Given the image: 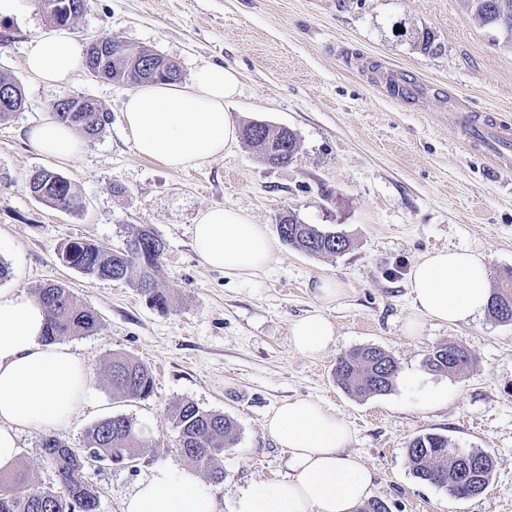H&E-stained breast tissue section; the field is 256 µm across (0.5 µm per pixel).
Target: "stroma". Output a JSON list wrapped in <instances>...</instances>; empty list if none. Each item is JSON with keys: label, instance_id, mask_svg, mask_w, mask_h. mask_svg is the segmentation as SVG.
<instances>
[{"label": "stroma", "instance_id": "obj_1", "mask_svg": "<svg viewBox=\"0 0 512 512\" xmlns=\"http://www.w3.org/2000/svg\"><path fill=\"white\" fill-rule=\"evenodd\" d=\"M425 29L435 35L436 53L416 45ZM59 33L84 46L110 35L133 50L153 49L178 63L185 82L205 62L235 68L240 93L226 112L240 127L263 121L292 130L295 158L271 167L241 140L183 171L139 157L122 117L129 85L84 69L48 84L26 71L35 43ZM0 74L24 96L23 108L0 120V262L10 269L0 289L31 295L60 283L102 321L92 335L65 340L89 362L93 379L73 421L54 435L79 448L96 422L125 414L145 442L135 462L87 471L100 512H122L153 466L185 467L169 411L178 400L236 424L224 480L209 486L228 512L239 491L288 476V452L263 424L274 407L296 398L345 418L347 449L373 469L371 496L391 512H512V323L484 313L457 325L428 320L414 336L405 331L415 314L409 272L423 255L480 254L494 286L512 270V167L468 147L458 123L466 109L512 125L511 37L483 26L465 0H88L65 28L35 0L24 18L0 20ZM392 74L424 85L425 94L395 99L385 82ZM68 95L92 99L112 120L84 138L76 158L59 163L39 154L26 131ZM42 168L67 178L84 208L65 213L36 200L28 181ZM216 205L271 231L289 210L304 223L345 231L351 246L320 257L281 243L264 272L231 277L206 267L191 246L199 212ZM143 227L165 245L159 283L171 296L166 310L152 307L133 283L88 278L59 256L73 241L123 247ZM321 276L345 290L323 309L314 298ZM317 309L335 325L336 341L310 357L292 347L289 328ZM448 341L471 353L465 373L425 366L427 354ZM363 346L394 356L398 374L387 394L355 398L337 384V358ZM115 352L152 369L150 397L113 396L103 368ZM437 389L447 390V401L427 407ZM428 432L492 459L481 494L458 499L413 476L408 442ZM40 441L20 432L18 465L52 486Z\"/></svg>", "mask_w": 512, "mask_h": 512}]
</instances>
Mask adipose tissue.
Listing matches in <instances>:
<instances>
[{
    "label": "adipose tissue",
    "mask_w": 512,
    "mask_h": 512,
    "mask_svg": "<svg viewBox=\"0 0 512 512\" xmlns=\"http://www.w3.org/2000/svg\"><path fill=\"white\" fill-rule=\"evenodd\" d=\"M84 64L82 47L65 36L36 42L25 58L35 78L64 81ZM235 69L205 63L188 83H149L129 94L123 121L137 154L171 170L196 167L236 142L238 128L224 105L239 92ZM27 136L39 153L59 161L74 157L82 141L74 128L54 117L30 126ZM201 261L235 277L252 276L270 264L276 245L264 225L235 209L209 207L192 229ZM419 317L464 323L482 314L490 299V273L483 257L466 250H439L417 261L409 275ZM336 280L320 278V310L292 323L293 348L322 354L336 340L321 309L338 301ZM46 312L36 297L0 292V473L16 469L18 433H41L68 425L91 384L86 359L70 347L46 340ZM266 433L288 452L290 475L240 491L230 512H356L371 493L369 467L347 445V423L322 403L297 398L279 404L266 418ZM123 512H219L215 497L187 468L158 466L126 499Z\"/></svg>",
    "instance_id": "1"
}]
</instances>
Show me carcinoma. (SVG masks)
Wrapping results in <instances>:
<instances>
[{
  "label": "carcinoma",
  "instance_id": "cac0c4a2",
  "mask_svg": "<svg viewBox=\"0 0 512 512\" xmlns=\"http://www.w3.org/2000/svg\"><path fill=\"white\" fill-rule=\"evenodd\" d=\"M466 3L483 25L512 35V0H466ZM56 117L92 137L99 135L109 121V113L99 105L93 112H75L70 117L58 112ZM242 136L259 157L272 151L279 167L288 165L297 150V138L291 131L286 133L271 126L260 129L252 123L243 128ZM38 186L42 201L58 210L67 201L79 199L70 181L50 170H42ZM277 230L284 243L312 256L339 255L351 246L343 233L305 224L292 212L288 213V223L277 225ZM164 249L163 241L152 230L142 228L121 249L87 241L71 242L68 261L91 278H134L135 287L149 303L164 310L168 307V295L157 283ZM35 296L47 310L46 336L50 340L86 336L100 328L98 314L78 303L70 290L60 284L47 283L36 289ZM488 313L497 322L512 323L511 270L505 273L501 286L493 290ZM425 363L436 372L459 374L470 368L472 357L461 346L445 343L436 347ZM397 372L394 357L379 347L356 349L338 359L335 368L338 385L358 397L386 394ZM106 378L112 393L124 400L146 399L153 392L151 370L121 353L109 358ZM171 419L178 432L181 455L206 472L213 482H222L224 449L238 440L234 422L222 413L205 411L187 400L172 405ZM141 447L134 419L123 414L94 424L87 432L83 448H71L52 436H45L41 448L55 471L57 487L36 484L24 471L5 478L0 476V512H99L97 493L85 477L90 468L88 454L120 463L140 455ZM406 456L415 478L450 494L482 492L493 472V462L486 454L475 449L464 450L439 433L412 438Z\"/></svg>",
  "mask_w": 512,
  "mask_h": 512
}]
</instances>
